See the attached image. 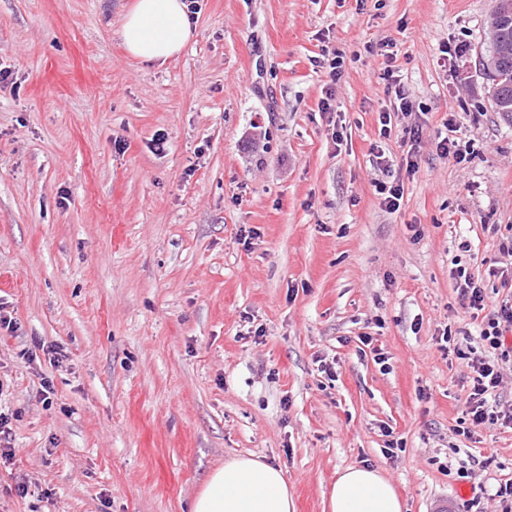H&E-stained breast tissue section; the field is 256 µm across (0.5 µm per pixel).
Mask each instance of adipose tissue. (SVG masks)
<instances>
[{
  "label": "adipose tissue",
  "mask_w": 512,
  "mask_h": 512,
  "mask_svg": "<svg viewBox=\"0 0 512 512\" xmlns=\"http://www.w3.org/2000/svg\"><path fill=\"white\" fill-rule=\"evenodd\" d=\"M119 34L132 57L163 65L190 42L193 28L185 0H134ZM328 510L402 512L403 505L379 470L352 465L333 483ZM191 512H296V505L280 468L240 456L211 473Z\"/></svg>",
  "instance_id": "obj_1"
}]
</instances>
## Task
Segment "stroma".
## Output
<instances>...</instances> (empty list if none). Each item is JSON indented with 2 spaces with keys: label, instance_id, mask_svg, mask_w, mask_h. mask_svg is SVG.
<instances>
[{
  "label": "stroma",
  "instance_id": "stroma-1",
  "mask_svg": "<svg viewBox=\"0 0 512 512\" xmlns=\"http://www.w3.org/2000/svg\"><path fill=\"white\" fill-rule=\"evenodd\" d=\"M131 2L0 0V512H189L235 456L297 512L355 464L404 512H495L512 429L456 434L469 370L436 344H480L453 262L493 301L512 268V123L477 66L495 0H199L162 66L122 46ZM389 63L416 107L383 140ZM451 114L461 164L434 143ZM417 125L392 212L372 148Z\"/></svg>",
  "mask_w": 512,
  "mask_h": 512
}]
</instances>
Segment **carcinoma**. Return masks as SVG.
Returning <instances> with one entry per match:
<instances>
[{
  "instance_id": "carcinoma-1",
  "label": "carcinoma",
  "mask_w": 512,
  "mask_h": 512,
  "mask_svg": "<svg viewBox=\"0 0 512 512\" xmlns=\"http://www.w3.org/2000/svg\"><path fill=\"white\" fill-rule=\"evenodd\" d=\"M490 27L494 36L488 38L483 59V75L499 100L498 111L512 119V5L504 3L492 13Z\"/></svg>"
}]
</instances>
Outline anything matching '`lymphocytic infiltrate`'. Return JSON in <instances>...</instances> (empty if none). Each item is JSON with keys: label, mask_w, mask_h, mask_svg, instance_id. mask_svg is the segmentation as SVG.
I'll use <instances>...</instances> for the list:
<instances>
[{"label": "lymphocytic infiltrate", "mask_w": 512, "mask_h": 512, "mask_svg": "<svg viewBox=\"0 0 512 512\" xmlns=\"http://www.w3.org/2000/svg\"><path fill=\"white\" fill-rule=\"evenodd\" d=\"M461 297L468 302L472 318L479 321L481 349L453 347L456 358L464 360L470 370L468 393L457 432L472 438L477 428L502 425L512 428V408L501 410L497 392L502 385L504 363L512 360V276L502 277L508 295L489 303L481 282L459 266L450 272Z\"/></svg>", "instance_id": "f902f5d3"}]
</instances>
